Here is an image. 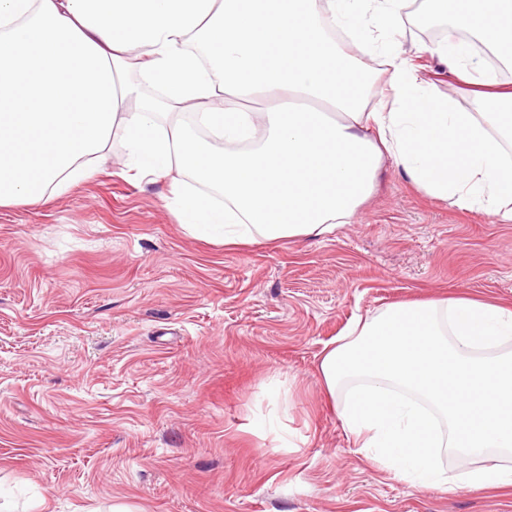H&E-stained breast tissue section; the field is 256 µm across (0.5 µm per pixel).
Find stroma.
Returning a JSON list of instances; mask_svg holds the SVG:
<instances>
[{"instance_id": "obj_1", "label": "stroma", "mask_w": 512, "mask_h": 512, "mask_svg": "<svg viewBox=\"0 0 512 512\" xmlns=\"http://www.w3.org/2000/svg\"><path fill=\"white\" fill-rule=\"evenodd\" d=\"M93 178L0 208V512H512L364 458L317 373L358 315L512 308V223L431 199L393 160L326 238L189 235L167 184Z\"/></svg>"}]
</instances>
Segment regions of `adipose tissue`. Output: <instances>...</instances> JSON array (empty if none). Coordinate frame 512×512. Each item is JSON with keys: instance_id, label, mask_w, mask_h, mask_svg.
<instances>
[{"instance_id": "adipose-tissue-1", "label": "adipose tissue", "mask_w": 512, "mask_h": 512, "mask_svg": "<svg viewBox=\"0 0 512 512\" xmlns=\"http://www.w3.org/2000/svg\"><path fill=\"white\" fill-rule=\"evenodd\" d=\"M452 31L418 54L474 86L477 111L405 57L407 0H0V207L35 206L104 166L166 180L178 224L228 245L351 223L385 159L434 198L512 223V0H423ZM274 100L271 108L252 100ZM365 458L452 494L512 467L447 473L437 451L512 453V309L403 302L358 319L319 363Z\"/></svg>"}]
</instances>
